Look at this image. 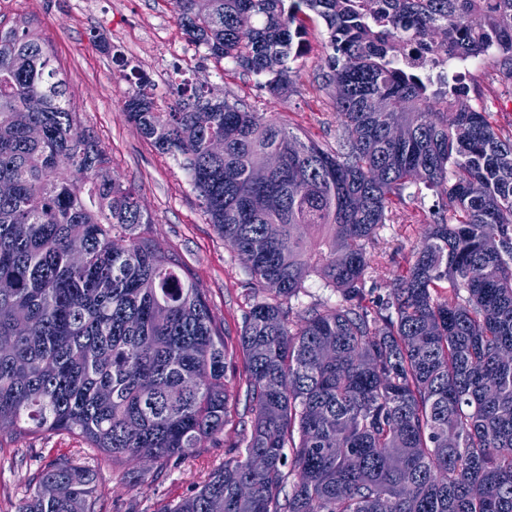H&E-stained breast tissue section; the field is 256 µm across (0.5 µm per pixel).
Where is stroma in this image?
<instances>
[{
	"label": "stroma",
	"instance_id": "1",
	"mask_svg": "<svg viewBox=\"0 0 512 512\" xmlns=\"http://www.w3.org/2000/svg\"><path fill=\"white\" fill-rule=\"evenodd\" d=\"M20 18L29 19L33 29L48 38L52 63L67 81L80 129L95 137L111 160L114 176L135 189L155 238L179 255L194 281L205 289L225 342L235 345L243 312L255 297L251 277L209 224L178 159L157 150L126 121L127 84L114 59L123 57L130 67L146 74L158 103L170 102L173 82L203 83L214 93L244 101L301 137L320 143L336 135L332 99L317 88L327 55L322 21L307 22L294 83L288 93L274 95L232 62L215 61L192 44L174 0H0L1 22ZM466 82L472 106L489 113L500 132L512 133V87L503 84L486 63L472 67ZM427 229L420 220L385 226L381 232L384 255L377 277L366 283L368 299L388 297L405 258L421 244ZM246 380L245 359L235 353L226 369L233 401L223 436L155 483L130 481L123 468L114 466L108 456L86 449L75 435L0 441V512H15L39 472L63 455L97 471L96 495L102 512H166L223 465L226 448L241 445Z\"/></svg>",
	"mask_w": 512,
	"mask_h": 512
}]
</instances>
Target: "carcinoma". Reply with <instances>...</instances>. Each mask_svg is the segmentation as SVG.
<instances>
[{
    "mask_svg": "<svg viewBox=\"0 0 512 512\" xmlns=\"http://www.w3.org/2000/svg\"><path fill=\"white\" fill-rule=\"evenodd\" d=\"M312 14L328 35L318 88L333 91L334 148L187 80L163 110L116 59L126 119L180 159L263 293L237 340L245 447L167 512H512V134L437 59L485 53L512 85V0H187L180 23L282 94ZM419 44L425 68L405 54ZM34 95L43 110L16 120ZM1 180L14 193L0 197V435L77 434L157 479L224 434L231 350L205 290L79 134L49 44L23 19L0 21ZM425 189L429 232L369 304L379 230L412 218ZM312 277L336 304L294 310ZM96 482L58 458L16 512H98Z\"/></svg>",
    "mask_w": 512,
    "mask_h": 512,
    "instance_id": "obj_1",
    "label": "carcinoma"
}]
</instances>
